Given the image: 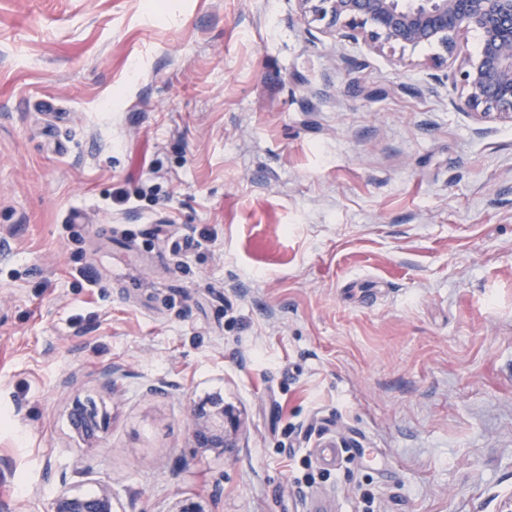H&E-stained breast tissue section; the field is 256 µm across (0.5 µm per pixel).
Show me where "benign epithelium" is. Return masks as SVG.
Wrapping results in <instances>:
<instances>
[{
    "instance_id": "7a95c632",
    "label": "benign epithelium",
    "mask_w": 512,
    "mask_h": 512,
    "mask_svg": "<svg viewBox=\"0 0 512 512\" xmlns=\"http://www.w3.org/2000/svg\"><path fill=\"white\" fill-rule=\"evenodd\" d=\"M305 13L335 23L351 22L334 35L338 42L363 41L373 49L385 45L416 48L435 45L448 60L455 59L456 38L475 32L480 38L476 56L456 68L465 90L458 109L482 122L496 116L512 121V0H296ZM69 418L74 432L91 439L102 431L107 417L93 404L73 400ZM189 418L197 448H233L239 414L217 401L193 403ZM48 512H114L112 489L101 485L93 496L63 489L50 501Z\"/></svg>"
}]
</instances>
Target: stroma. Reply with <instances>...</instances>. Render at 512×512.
<instances>
[{
    "label": "stroma",
    "mask_w": 512,
    "mask_h": 512,
    "mask_svg": "<svg viewBox=\"0 0 512 512\" xmlns=\"http://www.w3.org/2000/svg\"><path fill=\"white\" fill-rule=\"evenodd\" d=\"M453 71L296 0H0V512H495L512 122ZM213 394L236 447L193 442ZM69 418L74 432L86 439L97 436L107 424V417L100 414L92 403L75 399L69 408ZM49 512H112L114 504L112 489L100 485L94 496L74 493L70 490H60L50 501Z\"/></svg>",
    "instance_id": "35a3bbf8"
}]
</instances>
